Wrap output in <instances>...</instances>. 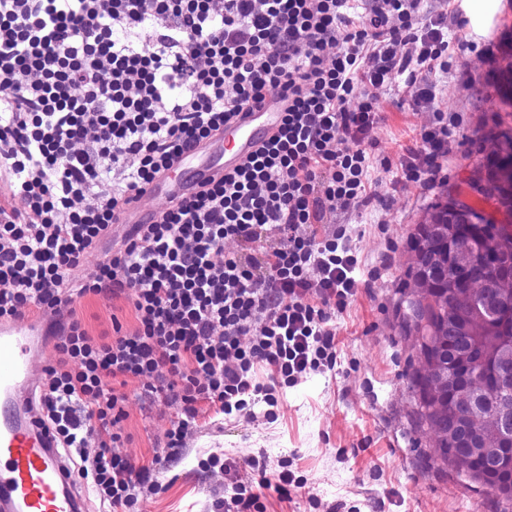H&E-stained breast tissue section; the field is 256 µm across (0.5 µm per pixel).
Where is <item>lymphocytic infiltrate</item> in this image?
<instances>
[{
  "mask_svg": "<svg viewBox=\"0 0 512 512\" xmlns=\"http://www.w3.org/2000/svg\"><path fill=\"white\" fill-rule=\"evenodd\" d=\"M463 0H0V320L38 310L56 334L39 411L62 456L112 512L158 491L121 454L117 377L179 403L167 457L182 453L198 403L229 415L273 407L280 389L333 367L330 309L358 285V259L326 230L368 205L379 90L400 78L415 103L467 43ZM288 99L277 131L233 171L135 225L116 252L75 270L126 206L186 152L264 96ZM457 125L442 112L400 159L432 185ZM125 294L138 326L89 337L75 298ZM271 370L255 381L257 365ZM258 471L222 512H262Z\"/></svg>",
  "mask_w": 512,
  "mask_h": 512,
  "instance_id": "1",
  "label": "lymphocytic infiltrate"
}]
</instances>
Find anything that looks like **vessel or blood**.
<instances>
[{
  "instance_id": "obj_1",
  "label": "vessel or blood",
  "mask_w": 512,
  "mask_h": 512,
  "mask_svg": "<svg viewBox=\"0 0 512 512\" xmlns=\"http://www.w3.org/2000/svg\"><path fill=\"white\" fill-rule=\"evenodd\" d=\"M286 97L267 96L241 113L217 140L223 151L204 163L198 152L184 155L175 170L150 187L166 202L191 192L219 170L242 164L278 128ZM41 327L34 318L0 321V512H88L89 491L57 449L50 428L37 416L34 372L42 353Z\"/></svg>"
}]
</instances>
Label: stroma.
<instances>
[{"label":"stroma","mask_w":512,"mask_h":512,"mask_svg":"<svg viewBox=\"0 0 512 512\" xmlns=\"http://www.w3.org/2000/svg\"><path fill=\"white\" fill-rule=\"evenodd\" d=\"M466 15L480 46L456 52L447 81L439 82L432 110L460 119V134L448 145L445 167L429 188L409 181L399 166L405 148L419 143L430 112L416 110L406 88L380 90L384 120L374 131L379 157L390 170L371 173L375 198L364 209L339 210L330 228L340 247L358 259L360 284L336 308V364L310 372L283 389L274 411L265 405L250 417L220 416L199 403L197 427L175 459L157 463L165 434L180 413L178 403L151 400L139 379H127L125 414L119 426L122 452L135 466L157 467L159 493L141 496L135 512H213L228 485L247 480L250 460L269 479L288 472L296 480L290 499L265 491L264 512H512L493 504L455 467L432 466L435 435L417 422V404L406 373L416 358L415 337L403 331L397 293L411 255L405 244L432 203L462 201L486 219L512 226V205L482 194L474 178L512 134V0H468ZM74 316L100 339L137 326L126 295L75 299ZM218 456L221 467L203 469Z\"/></svg>","instance_id":"obj_1"}]
</instances>
